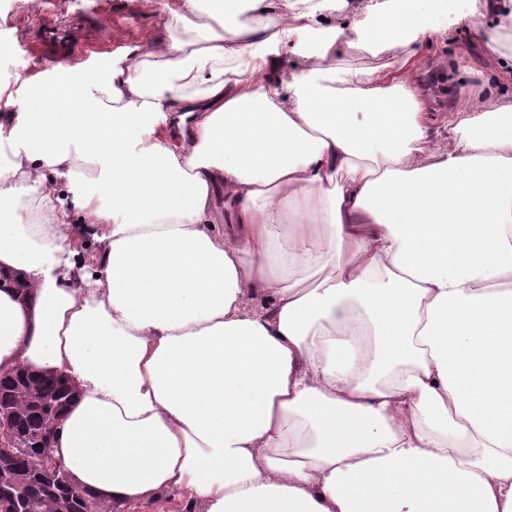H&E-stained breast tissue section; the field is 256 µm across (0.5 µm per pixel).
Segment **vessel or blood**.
Returning a JSON list of instances; mask_svg holds the SVG:
<instances>
[{"label":"vessel or blood","mask_w":512,"mask_h":512,"mask_svg":"<svg viewBox=\"0 0 512 512\" xmlns=\"http://www.w3.org/2000/svg\"><path fill=\"white\" fill-rule=\"evenodd\" d=\"M108 42L100 11L61 17L49 9L29 19L23 44L32 56L63 67L101 52Z\"/></svg>","instance_id":"b4317fda"}]
</instances>
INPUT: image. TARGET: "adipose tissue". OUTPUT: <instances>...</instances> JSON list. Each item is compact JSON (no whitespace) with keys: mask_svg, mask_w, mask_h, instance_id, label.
<instances>
[{"mask_svg":"<svg viewBox=\"0 0 512 512\" xmlns=\"http://www.w3.org/2000/svg\"><path fill=\"white\" fill-rule=\"evenodd\" d=\"M246 2L183 0L189 39L69 68L47 113L0 86V270L31 292L0 290V369L77 386L54 455L100 503L512 512V97L425 124L416 46L458 0ZM471 2L512 76V0ZM121 512H200L197 504L189 502L188 495L178 489H165L154 500L126 504Z\"/></svg>","mask_w":512,"mask_h":512,"instance_id":"1","label":"adipose tissue"}]
</instances>
